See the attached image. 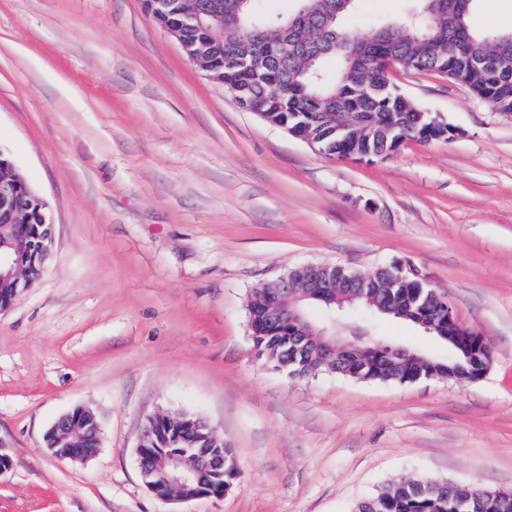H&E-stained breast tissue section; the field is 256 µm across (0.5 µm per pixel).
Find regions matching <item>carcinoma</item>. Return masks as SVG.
Listing matches in <instances>:
<instances>
[{"instance_id":"cac0c4a2","label":"carcinoma","mask_w":512,"mask_h":512,"mask_svg":"<svg viewBox=\"0 0 512 512\" xmlns=\"http://www.w3.org/2000/svg\"><path fill=\"white\" fill-rule=\"evenodd\" d=\"M212 3L224 12V26L207 34H188L191 41L208 46L213 75L227 91L259 104L269 124L290 123L304 117L306 137L337 157L372 158L396 151L409 140L429 142L438 134L418 135L426 126L424 110L402 93L384 89V63L391 57H409L419 72L446 77L456 71L467 73L471 92L491 98L499 112H512V32L486 36L470 25L477 0H416L402 19L377 27L370 35L353 34L340 25V18L352 12L358 0H299L294 13L303 21L290 33L281 26L290 17L261 14L254 0H183ZM490 44L495 64L487 70H473L471 61L480 46ZM253 57L266 59L265 76L255 79L248 67ZM339 60L330 75L325 63ZM429 289L411 283L383 288L379 298L385 304L424 312L442 325L434 337L461 334L459 325L448 320L440 305L430 300ZM255 347L274 360L287 358L282 334L276 329L257 327L252 331ZM361 354L376 366L336 368L356 379L406 383L430 371L450 366L466 374H479L476 358L452 348L448 361L435 360L422 366L416 359L404 360L382 347L373 337L358 343ZM232 450L224 449V483L238 480ZM429 481L393 483L363 499L356 512H512V500L490 498L484 489L470 486L465 491L448 490L443 483L428 487Z\"/></svg>"}]
</instances>
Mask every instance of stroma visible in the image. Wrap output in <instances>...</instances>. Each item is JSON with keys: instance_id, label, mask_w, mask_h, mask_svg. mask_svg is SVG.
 Returning <instances> with one entry per match:
<instances>
[{"instance_id": "35a3bbf8", "label": "stroma", "mask_w": 512, "mask_h": 512, "mask_svg": "<svg viewBox=\"0 0 512 512\" xmlns=\"http://www.w3.org/2000/svg\"><path fill=\"white\" fill-rule=\"evenodd\" d=\"M413 5L361 0L343 24L366 36ZM470 23L512 32V0H477ZM391 80L454 136L338 159L240 108L144 0H0V151L55 224L0 315V512H170L136 454L162 411L204 419L241 471L181 512H354L405 479L512 492V113L442 76ZM397 261L484 336L482 378H294L259 356L250 292L307 263ZM366 325L448 357L410 322ZM77 406L101 424L84 464L43 442Z\"/></svg>"}]
</instances>
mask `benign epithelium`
Segmentation results:
<instances>
[{
    "mask_svg": "<svg viewBox=\"0 0 512 512\" xmlns=\"http://www.w3.org/2000/svg\"><path fill=\"white\" fill-rule=\"evenodd\" d=\"M150 14L162 17L161 29L176 39L183 52L196 60L201 48L187 38L190 31L206 32L217 13H204L197 7L182 8L175 0H145ZM0 314L41 277L54 245V224L45 200L18 173L10 157L0 152ZM298 275L282 276L270 285L265 300L252 320L267 327L285 330L293 354L304 353L307 341L314 342L321 364L336 369V355L350 353L352 341L336 332L334 313L346 308L345 302L368 297L376 287L375 275L352 273L338 279L325 264H305ZM399 281L413 279L428 284L417 270L395 263L379 269ZM318 303L333 313L329 325L312 330L306 320V307ZM177 423L166 413H157L144 425L136 446L140 474L146 487L164 502H184L200 497L224 496V454L215 450L220 439L202 419L197 418L174 430ZM97 415L77 407L61 415L47 431L54 440L49 451L59 459L86 462L96 455L100 443ZM90 438L85 447L65 446L73 434Z\"/></svg>",
    "mask_w": 512,
    "mask_h": 512,
    "instance_id": "obj_1",
    "label": "benign epithelium"
}]
</instances>
